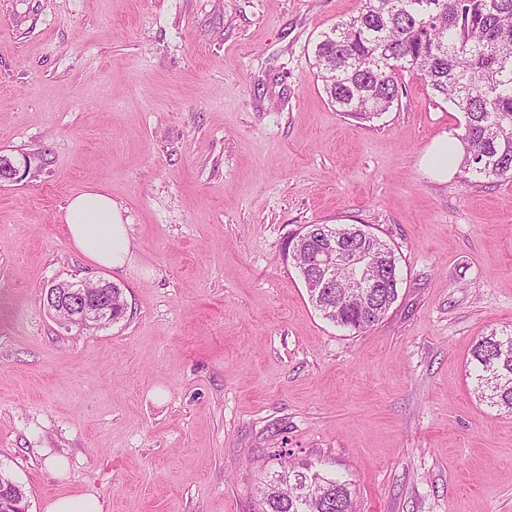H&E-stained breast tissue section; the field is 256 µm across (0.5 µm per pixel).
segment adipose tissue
Instances as JSON below:
<instances>
[{"label":"adipose tissue","instance_id":"ef3b65f1","mask_svg":"<svg viewBox=\"0 0 512 512\" xmlns=\"http://www.w3.org/2000/svg\"><path fill=\"white\" fill-rule=\"evenodd\" d=\"M63 221L75 250L93 266L112 270L130 262V229L107 193L91 188L74 195Z\"/></svg>","mask_w":512,"mask_h":512}]
</instances>
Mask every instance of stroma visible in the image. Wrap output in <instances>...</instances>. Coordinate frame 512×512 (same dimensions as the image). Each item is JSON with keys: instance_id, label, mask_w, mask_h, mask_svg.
<instances>
[{"instance_id": "35a3bbf8", "label": "stroma", "mask_w": 512, "mask_h": 512, "mask_svg": "<svg viewBox=\"0 0 512 512\" xmlns=\"http://www.w3.org/2000/svg\"><path fill=\"white\" fill-rule=\"evenodd\" d=\"M360 0H0V470L27 512H258L281 460L351 480L359 512H512V414L465 363L512 330V181L434 172L461 113L400 75L361 125L330 105L322 32ZM105 189L134 257L73 248L69 198ZM358 224L399 296L360 333L323 319L285 245ZM109 281L120 322L65 328L50 284ZM71 467L55 477L49 453ZM43 512H104V504L94 491L79 495H60L50 498L43 505Z\"/></svg>"}]
</instances>
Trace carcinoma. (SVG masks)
<instances>
[{
	"mask_svg": "<svg viewBox=\"0 0 512 512\" xmlns=\"http://www.w3.org/2000/svg\"><path fill=\"white\" fill-rule=\"evenodd\" d=\"M315 67L337 111L371 122L399 97V75L413 71L431 95L462 113L457 135L460 178L512 180V0H361L357 14L337 23L315 47ZM336 233L371 251L357 224ZM352 284L309 295L327 320L351 331L373 327L398 298L375 288L367 306L351 300ZM478 398L512 413V330L477 339L466 361ZM304 468L281 464L262 497V512H355L352 483L319 475L307 485ZM22 505L21 485L0 470Z\"/></svg>",
	"mask_w": 512,
	"mask_h": 512,
	"instance_id": "obj_1",
	"label": "carcinoma"
}]
</instances>
